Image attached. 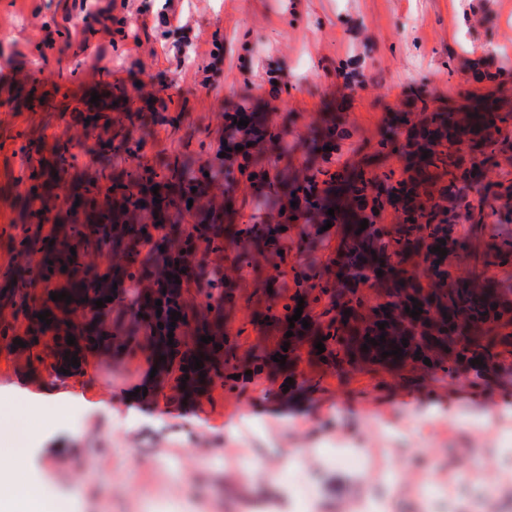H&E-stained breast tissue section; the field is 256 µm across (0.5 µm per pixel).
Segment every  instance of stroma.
<instances>
[{
    "mask_svg": "<svg viewBox=\"0 0 512 512\" xmlns=\"http://www.w3.org/2000/svg\"><path fill=\"white\" fill-rule=\"evenodd\" d=\"M141 2L115 0V16L127 23L106 35L81 33L82 0H0V66L27 82L22 94L0 88V280L17 270L21 148L31 145L32 163L51 161L56 146L47 132L62 131L92 95L120 88L130 111H158L155 124L135 133L138 160L114 154L128 169L161 151L190 152L198 164L214 159L223 114L241 108L289 117L300 138L334 112L373 139L417 92L484 93L488 82L473 75L478 59L512 71V0H299L291 11L282 0H180L196 36L180 47L155 19L165 0H149L153 14L145 19L136 12ZM47 33L53 46L41 44ZM166 43L173 49L164 54ZM224 331L238 354L275 349L280 338L243 305L225 318ZM52 364L43 347L18 359L0 342V388L52 394L82 384L83 404L34 429L22 466L23 477L45 482L79 512H304L310 502L315 512H381V495L364 498L358 489L411 477L420 466L437 481L436 508L445 512L460 484L492 483L512 458V437L477 443L486 421L470 398L458 420L416 436L412 415L446 412L444 380L340 377L304 362L295 385H287V372H269L234 391L216 382L184 402L169 389L139 396L151 361L137 350L116 358L84 350L67 374ZM202 445L213 454L200 471ZM412 447L423 449V465L410 459ZM266 448L289 451L269 458L274 480L253 467ZM232 477L243 491L226 501L219 487Z\"/></svg>",
    "mask_w": 512,
    "mask_h": 512,
    "instance_id": "obj_1",
    "label": "stroma"
}]
</instances>
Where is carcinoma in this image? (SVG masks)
Listing matches in <instances>:
<instances>
[{
	"mask_svg": "<svg viewBox=\"0 0 512 512\" xmlns=\"http://www.w3.org/2000/svg\"><path fill=\"white\" fill-rule=\"evenodd\" d=\"M83 118L86 135L111 128L117 148L131 157L139 154L142 144L129 134L145 124V114L96 111ZM234 120L225 116V142L232 152L207 176L196 175L189 154L166 155L153 166L127 171L111 166L102 151L97 179L67 185L63 176L77 155L65 147L51 165L55 180L66 185L65 210L55 214L38 192L44 172L29 176L32 184L19 197L18 212L28 227L15 247L26 254L38 246L41 260L22 269L8 290L11 321L0 337L25 327V336L10 337L12 353L30 356L36 339L51 330L50 355L61 361L75 348L67 344L69 335L115 354L126 351L161 321L156 297L134 294L123 302V285L142 281L184 298L177 302L182 324L192 322L196 332L214 338V347L201 354L182 333L171 345L160 333L148 350L161 372L160 384H172L183 401L204 392L215 378L237 385L233 374L221 372L219 358L228 343L224 313L240 301L271 313L283 332H293L281 339L289 343L281 355L290 367L298 362L296 343L313 336L326 351L311 362L338 376L379 370L416 375L425 372L426 358L454 382L475 373L473 387L502 371L512 359V178L501 169L512 154L511 106L490 95L461 104L418 94L394 113L378 140L350 144L357 154L352 163L342 160L341 147L353 132L338 116L311 127L302 145L286 140L283 121L254 115L241 139ZM298 151L304 159L297 165ZM395 158L403 165L394 166ZM216 181L226 193L243 190L247 223H233L232 210L201 206ZM155 186L168 194L164 209L155 202ZM328 220L336 229L322 230ZM363 220L368 221L364 230ZM158 221L165 226L160 236ZM49 222L54 227L45 235ZM437 246L447 254L434 252ZM221 250L233 252L240 281H222L204 265L209 253ZM88 251L117 258L93 283L77 262ZM461 266L467 268L464 276L457 274ZM193 276L203 281L199 301L184 297ZM249 277L258 284L251 292L240 286ZM60 292L71 296V303L52 301L50 294ZM106 296L113 306L125 304L113 318L112 335L100 334L93 318L72 322L74 307L92 306ZM301 299L310 311L308 328L300 319L288 322ZM52 304L58 308L55 320L41 322L36 314ZM415 305L423 310L416 319L405 311ZM458 336L465 340L457 342ZM17 338L25 346L15 344ZM368 338L377 344L366 343ZM396 348L403 349L402 356L383 355ZM198 356L200 371L191 368ZM475 358L480 363L473 366Z\"/></svg>",
	"mask_w": 512,
	"mask_h": 512,
	"instance_id": "cac0c4a2",
	"label": "carcinoma"
}]
</instances>
